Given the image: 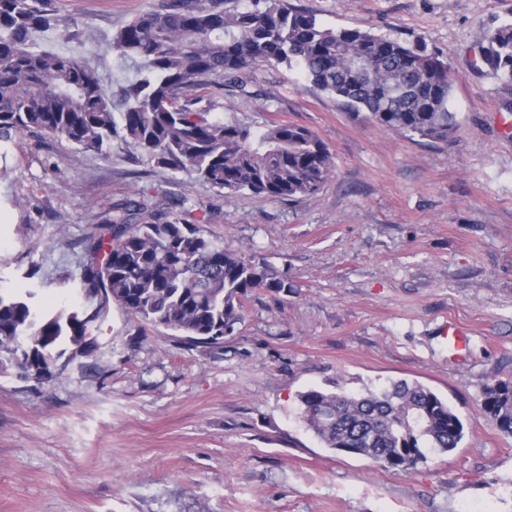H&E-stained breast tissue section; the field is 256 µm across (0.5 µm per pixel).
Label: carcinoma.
<instances>
[{"mask_svg":"<svg viewBox=\"0 0 512 512\" xmlns=\"http://www.w3.org/2000/svg\"><path fill=\"white\" fill-rule=\"evenodd\" d=\"M253 2L226 10L224 0H171L121 27L109 49L138 72L116 104L84 56L35 43L45 32L73 38L50 0H0V144L47 134L109 158L118 136L158 166L192 171L219 192L290 201L312 196L332 174L333 157L310 130L278 124L253 131L192 108L194 87L235 84L260 64L297 67L315 88L384 127L434 143L456 131L448 67L425 42L330 28L291 0ZM481 56L512 83V22L485 29ZM175 206L177 217L134 201L106 219L110 237L86 254L80 290L104 291L127 313L187 344L221 345L253 290L286 294L293 285L265 260L205 237L190 198ZM108 312L107 306L47 311L31 289L0 292V373L15 366L38 381L61 377L62 371L39 374L44 353L64 355L89 335L84 357L93 356L92 328ZM298 401L300 417L324 447L384 469L413 470L463 438L448 402L419 382L366 393L312 388ZM481 407L512 435V380L485 387Z\"/></svg>","mask_w":512,"mask_h":512,"instance_id":"1","label":"carcinoma"}]
</instances>
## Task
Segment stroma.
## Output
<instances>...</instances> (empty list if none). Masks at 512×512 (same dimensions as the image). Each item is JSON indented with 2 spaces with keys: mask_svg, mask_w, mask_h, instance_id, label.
<instances>
[{
  "mask_svg": "<svg viewBox=\"0 0 512 512\" xmlns=\"http://www.w3.org/2000/svg\"><path fill=\"white\" fill-rule=\"evenodd\" d=\"M165 0H53L82 53ZM332 28L423 39L442 54L459 128L445 143L380 126L263 64L244 90L194 89L201 112L305 127L334 170L295 201L220 194L113 139L112 155L27 135L0 146V285L82 309V261L113 210L190 195L205 236L265 259L293 286L254 290L223 346H190L118 305L82 368L0 374V512H512V436L481 408L512 380V83L481 58L512 0H293ZM34 279H26L28 271ZM467 345L448 350V327ZM399 380L461 419L458 448L410 472L325 448L298 395Z\"/></svg>",
  "mask_w": 512,
  "mask_h": 512,
  "instance_id": "35a3bbf8",
  "label": "stroma"
}]
</instances>
